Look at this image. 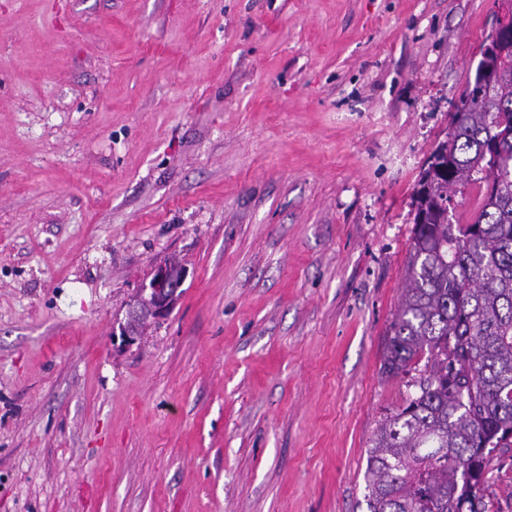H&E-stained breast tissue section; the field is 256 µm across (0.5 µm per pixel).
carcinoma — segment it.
Masks as SVG:
<instances>
[{"instance_id": "1", "label": "carcinoma", "mask_w": 512, "mask_h": 512, "mask_svg": "<svg viewBox=\"0 0 512 512\" xmlns=\"http://www.w3.org/2000/svg\"><path fill=\"white\" fill-rule=\"evenodd\" d=\"M432 157L448 178L419 183L407 286L383 370L407 396L377 429L364 474L368 512H486L493 452L512 440V65L485 61ZM480 204L448 217L457 187Z\"/></svg>"}]
</instances>
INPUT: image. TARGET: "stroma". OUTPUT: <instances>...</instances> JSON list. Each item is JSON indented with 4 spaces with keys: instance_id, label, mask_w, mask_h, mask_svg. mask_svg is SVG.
<instances>
[{
    "instance_id": "35a3bbf8",
    "label": "stroma",
    "mask_w": 512,
    "mask_h": 512,
    "mask_svg": "<svg viewBox=\"0 0 512 512\" xmlns=\"http://www.w3.org/2000/svg\"><path fill=\"white\" fill-rule=\"evenodd\" d=\"M501 10L0 0V512H367L418 180ZM171 275L164 262L155 265L133 300L130 313H135L144 306L145 313L152 319L169 314L178 300L177 290L171 283Z\"/></svg>"
}]
</instances>
